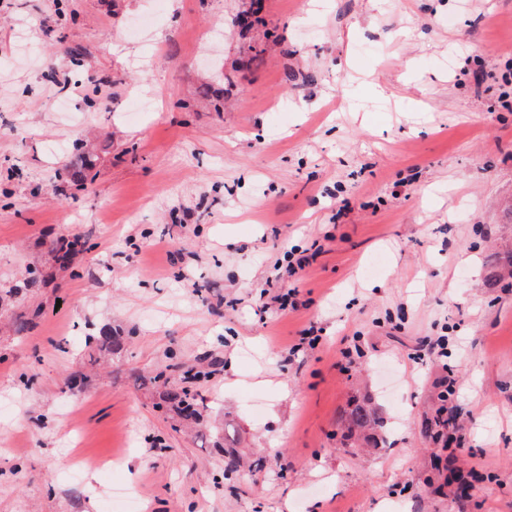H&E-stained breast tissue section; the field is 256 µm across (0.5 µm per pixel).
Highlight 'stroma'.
Returning a JSON list of instances; mask_svg holds the SVG:
<instances>
[{
	"label": "stroma",
	"instance_id": "stroma-1",
	"mask_svg": "<svg viewBox=\"0 0 512 512\" xmlns=\"http://www.w3.org/2000/svg\"><path fill=\"white\" fill-rule=\"evenodd\" d=\"M250 5L0 0V512H512V0ZM74 155L77 158L72 166L71 181L83 188L86 187L87 182L93 181V177L88 180L87 172L93 167L92 161L89 159L86 144L81 139H77L73 145Z\"/></svg>",
	"mask_w": 512,
	"mask_h": 512
}]
</instances>
